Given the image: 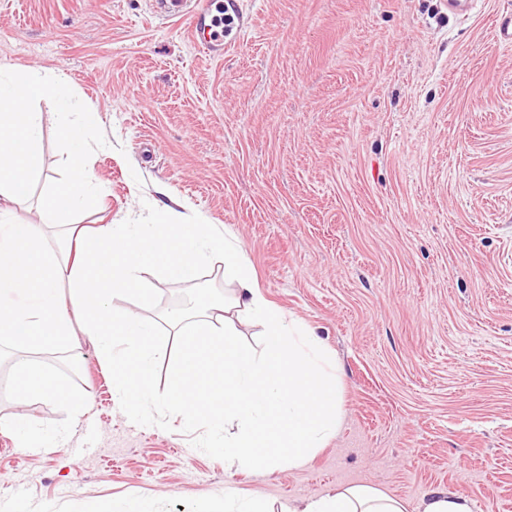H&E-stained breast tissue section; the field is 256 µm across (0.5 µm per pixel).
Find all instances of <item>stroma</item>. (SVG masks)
Instances as JSON below:
<instances>
[{"mask_svg": "<svg viewBox=\"0 0 512 512\" xmlns=\"http://www.w3.org/2000/svg\"><path fill=\"white\" fill-rule=\"evenodd\" d=\"M512 0H251L223 56L151 0H0V73L64 81L32 102L39 166L19 223L59 247L70 226L41 200L80 149L100 191L75 224H145L172 199L186 220L234 234L264 296L324 340L342 377V422L297 469L226 468L163 405L157 359L144 426L76 334L39 357L87 403L24 400V358L0 345V512H99L145 497L156 512L265 500L272 512L371 485L409 512L432 491L472 512H512ZM94 121L77 145L64 113ZM73 223V224H74ZM151 294L113 301L166 333L167 315L222 297L224 266L192 283L145 271ZM22 418L46 441L24 448Z\"/></svg>", "mask_w": 512, "mask_h": 512, "instance_id": "35a3bbf8", "label": "stroma"}]
</instances>
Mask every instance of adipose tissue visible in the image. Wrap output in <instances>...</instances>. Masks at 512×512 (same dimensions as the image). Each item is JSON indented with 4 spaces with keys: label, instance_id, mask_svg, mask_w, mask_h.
I'll return each mask as SVG.
<instances>
[{
    "label": "adipose tissue",
    "instance_id": "1",
    "mask_svg": "<svg viewBox=\"0 0 512 512\" xmlns=\"http://www.w3.org/2000/svg\"><path fill=\"white\" fill-rule=\"evenodd\" d=\"M49 93L69 97L64 84L49 85L34 74L0 83V223L29 195L42 123L28 103ZM70 168L47 200L57 216L95 200L83 155L72 154ZM216 257L234 292L211 300L202 320L173 316L177 350L165 407L183 427L206 428L205 448L222 452L229 465L302 466L341 422L342 382L324 368L330 358L325 343L264 297L232 237L214 225L184 221L169 205L156 208L147 224L109 223L76 234L64 252L48 245L43 225L12 224L10 235L0 238V288L20 293L23 301L0 305V341L34 352L58 347L72 336L73 318H80L112 371L119 405L152 424L140 403L149 396L154 364L168 344L153 323L114 312L112 302L132 294L147 299L144 271L190 282ZM245 319L259 326L262 350L242 341L239 325ZM14 388L25 398L61 402L76 413L84 408V398L36 359L21 366ZM228 426L232 437L220 439ZM302 512H407V506L378 488L353 485L308 500Z\"/></svg>",
    "mask_w": 512,
    "mask_h": 512
}]
</instances>
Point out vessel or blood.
Returning <instances> with one entry per match:
<instances>
[{
    "label": "vessel or blood",
    "mask_w": 512,
    "mask_h": 512,
    "mask_svg": "<svg viewBox=\"0 0 512 512\" xmlns=\"http://www.w3.org/2000/svg\"><path fill=\"white\" fill-rule=\"evenodd\" d=\"M169 16L189 19L191 35L203 36L208 52L223 55L229 49L230 33L244 34L248 22L246 0H154Z\"/></svg>",
    "instance_id": "obj_1"
}]
</instances>
